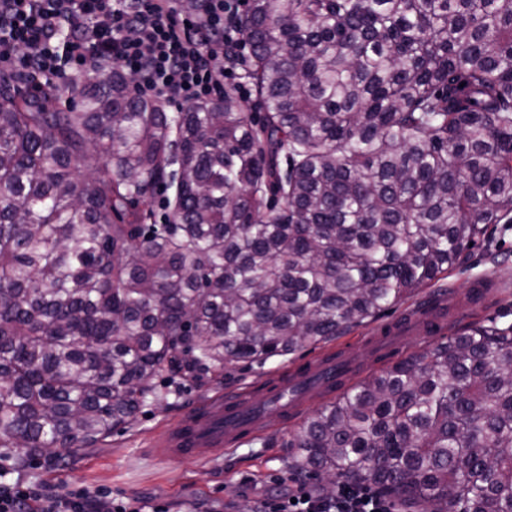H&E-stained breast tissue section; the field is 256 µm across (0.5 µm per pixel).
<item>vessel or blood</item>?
<instances>
[{"label":"vessel or blood","mask_w":512,"mask_h":512,"mask_svg":"<svg viewBox=\"0 0 512 512\" xmlns=\"http://www.w3.org/2000/svg\"><path fill=\"white\" fill-rule=\"evenodd\" d=\"M429 306H421L412 314L390 324L378 342L387 350L397 348L398 336L404 335L412 323L431 318ZM340 364L329 353L308 357L290 371L272 377L265 399L278 401L280 395H295L300 402L316 400L328 393ZM259 399L248 390L217 394L187 411L172 428L162 431L150 446L154 457L182 463H204L224 448L253 440L266 433L264 419L254 414Z\"/></svg>","instance_id":"vessel-or-blood-1"}]
</instances>
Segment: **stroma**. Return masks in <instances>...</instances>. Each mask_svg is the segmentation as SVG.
Here are the masks:
<instances>
[{
    "label": "stroma",
    "mask_w": 512,
    "mask_h": 512,
    "mask_svg": "<svg viewBox=\"0 0 512 512\" xmlns=\"http://www.w3.org/2000/svg\"><path fill=\"white\" fill-rule=\"evenodd\" d=\"M478 280L498 287L493 310L479 312L471 304L468 291ZM438 287L446 293L447 320L452 327L476 319L512 324V227H499L489 249L475 250L467 272L452 274ZM284 367V361L274 360L261 369L227 370L220 375L198 372L181 380L175 394L170 391L169 378H160L158 399L148 401L136 422L116 431L106 445L75 450L59 461L39 458L18 469V477L60 492L107 488L114 497L145 500L166 512H240L245 504L256 512L260 499L287 493L297 481L287 469L292 451L286 446L296 423L271 417L266 422L270 442L245 443L196 465L151 457L148 441L196 400L241 387L260 391L268 376Z\"/></svg>",
    "instance_id": "1"
}]
</instances>
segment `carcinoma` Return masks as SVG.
<instances>
[{"label":"carcinoma","instance_id":"carcinoma-1","mask_svg":"<svg viewBox=\"0 0 512 512\" xmlns=\"http://www.w3.org/2000/svg\"><path fill=\"white\" fill-rule=\"evenodd\" d=\"M239 26L259 117L231 90L167 112L115 68L65 108L0 77L17 466L107 443L168 372L345 336L512 224V0H248ZM427 334L339 383L289 433L288 470L368 476L423 512H512V325Z\"/></svg>","mask_w":512,"mask_h":512}]
</instances>
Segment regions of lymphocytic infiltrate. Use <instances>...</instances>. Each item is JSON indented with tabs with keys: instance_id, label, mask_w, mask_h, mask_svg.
Segmentation results:
<instances>
[{
	"instance_id": "f902f5d3",
	"label": "lymphocytic infiltrate",
	"mask_w": 512,
	"mask_h": 512,
	"mask_svg": "<svg viewBox=\"0 0 512 512\" xmlns=\"http://www.w3.org/2000/svg\"><path fill=\"white\" fill-rule=\"evenodd\" d=\"M241 0H0V73L25 78L32 91L66 89L112 63L137 79L136 93L170 105L220 100L251 90L237 70L246 62L238 26ZM67 21L58 38L55 26ZM0 512H164L83 488L49 493L0 480ZM259 512H398L371 482L338 486L329 498L299 483L267 496Z\"/></svg>"
}]
</instances>
